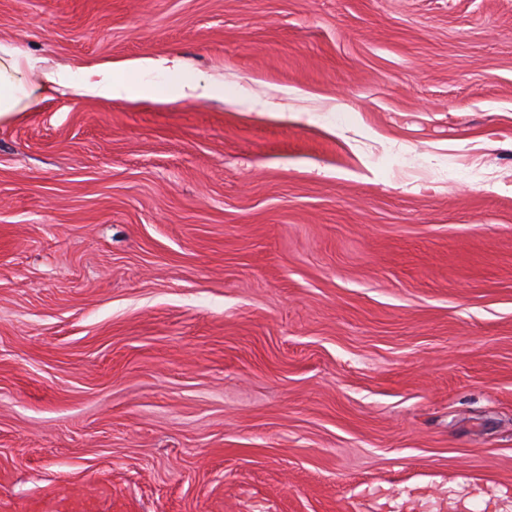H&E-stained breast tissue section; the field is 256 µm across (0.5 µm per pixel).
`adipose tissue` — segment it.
Here are the masks:
<instances>
[{
    "label": "adipose tissue",
    "mask_w": 512,
    "mask_h": 512,
    "mask_svg": "<svg viewBox=\"0 0 512 512\" xmlns=\"http://www.w3.org/2000/svg\"><path fill=\"white\" fill-rule=\"evenodd\" d=\"M58 93L158 104L224 100L223 85L203 73H184L176 60L145 57L105 65L51 66L19 45L0 42V121L34 111Z\"/></svg>",
    "instance_id": "obj_1"
}]
</instances>
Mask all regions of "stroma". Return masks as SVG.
I'll return each mask as SVG.
<instances>
[{
	"mask_svg": "<svg viewBox=\"0 0 512 512\" xmlns=\"http://www.w3.org/2000/svg\"><path fill=\"white\" fill-rule=\"evenodd\" d=\"M0 42L231 99L0 122V512H512V0H0Z\"/></svg>",
	"mask_w": 512,
	"mask_h": 512,
	"instance_id": "stroma-1",
	"label": "stroma"
}]
</instances>
